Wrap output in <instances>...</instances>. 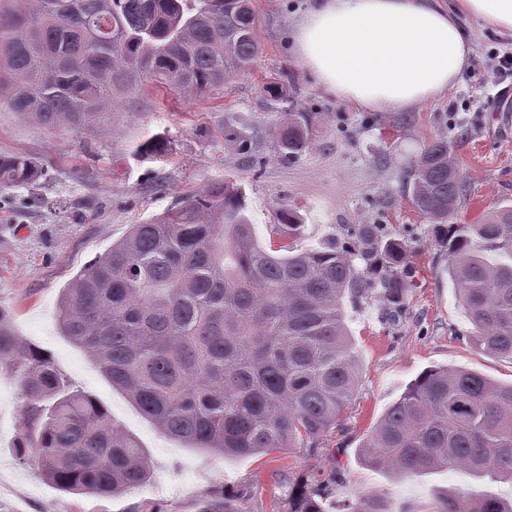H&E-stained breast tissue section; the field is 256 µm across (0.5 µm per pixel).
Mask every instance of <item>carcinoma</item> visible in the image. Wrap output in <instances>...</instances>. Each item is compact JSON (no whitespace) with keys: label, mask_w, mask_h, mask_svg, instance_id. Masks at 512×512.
Wrapping results in <instances>:
<instances>
[{"label":"carcinoma","mask_w":512,"mask_h":512,"mask_svg":"<svg viewBox=\"0 0 512 512\" xmlns=\"http://www.w3.org/2000/svg\"><path fill=\"white\" fill-rule=\"evenodd\" d=\"M0 7V105L45 127L94 132L141 107L143 82L198 97L251 70L260 50L252 0H13ZM316 113L285 112L279 155L309 148ZM169 143L140 145L163 156ZM39 167L0 155V187L32 186ZM417 212L442 227L448 273L484 351L512 358V207L452 224L466 197L459 161L434 140L411 170ZM282 213L263 246L231 182L188 196L94 258L62 290L61 335L91 354L121 391L186 447L244 458L314 448L349 412L359 382L342 299L377 297L395 312L411 295L406 248L369 224L357 239L298 249ZM21 368L29 420L17 444L57 489L113 496L147 481L136 442L93 397L69 391L51 359L23 344L0 312V368ZM402 475L464 468L512 483V383L436 367L393 402L361 446ZM289 512H324L300 491ZM347 512H392L378 493ZM435 512H512V501L462 495Z\"/></svg>","instance_id":"1"}]
</instances>
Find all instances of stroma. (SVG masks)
I'll list each match as a JSON object with an SVG mask.
<instances>
[{"label":"stroma","instance_id":"1","mask_svg":"<svg viewBox=\"0 0 512 512\" xmlns=\"http://www.w3.org/2000/svg\"><path fill=\"white\" fill-rule=\"evenodd\" d=\"M262 50L250 73L202 98L187 99L145 85L135 112L117 113L104 131L46 129L0 107V154L38 162L37 189L0 188V311L27 346L50 356L73 390L95 398L113 424L140 447L151 478L129 492L100 497L50 484L15 447L25 397L13 371H0V512H287L298 488L316 492L326 512H342L380 493L397 512H432L460 493L512 497L511 483L489 484L461 469L404 478L367 464L360 447L406 385L432 367L465 368L512 383V359L476 348L472 326L448 275V252L431 220L411 205L409 172L429 141L452 145L468 185L455 223L512 206V90L488 77L487 63L512 52V36L467 19L473 53L444 96L404 113L368 112L319 91L293 61L290 18L306 0H253ZM289 75L279 101L265 82ZM316 113L310 148L279 157L273 136L283 113ZM246 125L249 155L225 145L220 127ZM151 137L169 141L160 158L138 150ZM230 180L242 187L261 243L282 209L298 217L294 242L310 249L348 242L350 224H379L404 242L415 268L413 295L390 315L376 298L344 300L359 384L349 416L320 448H294L228 459L186 448L164 434L119 390L89 353L62 336L56 310L63 288L130 226L180 198Z\"/></svg>","mask_w":512,"mask_h":512}]
</instances>
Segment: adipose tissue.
I'll list each match as a JSON object with an SVG mask.
<instances>
[{
	"mask_svg": "<svg viewBox=\"0 0 512 512\" xmlns=\"http://www.w3.org/2000/svg\"><path fill=\"white\" fill-rule=\"evenodd\" d=\"M465 15L512 35V0H309L287 36L297 66L326 95L408 112L447 93L467 68Z\"/></svg>",
	"mask_w": 512,
	"mask_h": 512,
	"instance_id": "1",
	"label": "adipose tissue"
}]
</instances>
